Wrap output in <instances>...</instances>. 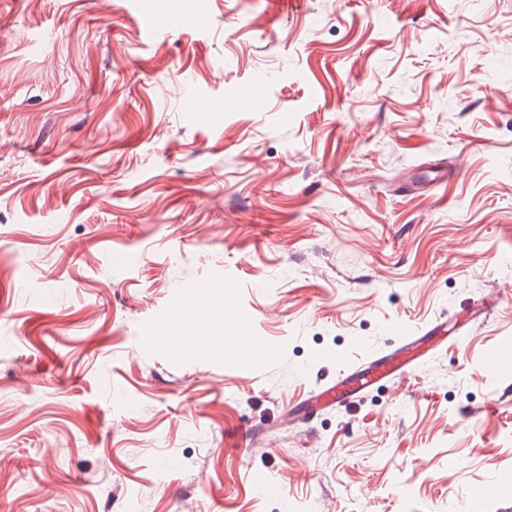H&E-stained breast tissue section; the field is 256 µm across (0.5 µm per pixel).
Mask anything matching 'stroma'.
Masks as SVG:
<instances>
[{"label": "stroma", "mask_w": 512, "mask_h": 512, "mask_svg": "<svg viewBox=\"0 0 512 512\" xmlns=\"http://www.w3.org/2000/svg\"><path fill=\"white\" fill-rule=\"evenodd\" d=\"M225 279L262 373L151 337ZM439 316L461 340L289 427ZM463 504L512 512V0H0V512Z\"/></svg>", "instance_id": "obj_1"}]
</instances>
